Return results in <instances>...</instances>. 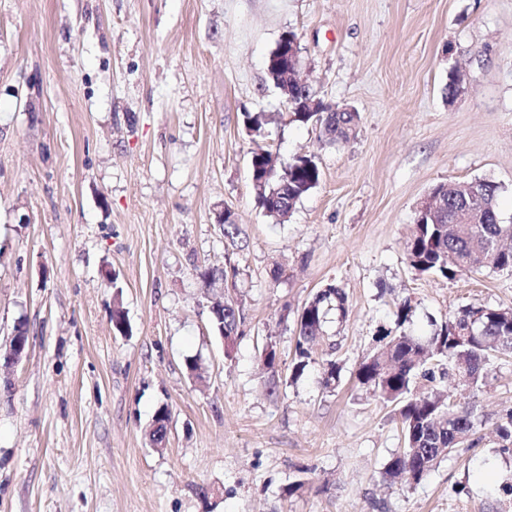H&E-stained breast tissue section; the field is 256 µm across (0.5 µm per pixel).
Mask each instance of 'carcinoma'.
Instances as JSON below:
<instances>
[{"mask_svg":"<svg viewBox=\"0 0 512 512\" xmlns=\"http://www.w3.org/2000/svg\"><path fill=\"white\" fill-rule=\"evenodd\" d=\"M322 133L330 142L346 141L353 135L357 113L331 112L322 118ZM265 151L251 156V177L267 182L269 196L257 199L267 215L281 224L296 203L320 179L318 167L307 156L276 167L274 176L266 170ZM499 186L479 179L450 183L441 198L445 204L433 219L415 225L406 241L409 264L420 273L454 279L463 272L490 269L512 274V247L496 252L491 245L512 239V224H496ZM477 200L479 209L472 224H451L449 218L460 210L463 197ZM346 313V296L330 283L319 290L298 314L293 372L302 373L312 361L313 346L323 335L327 311ZM245 315L243 307L232 296L224 297V315L213 317L216 333L240 338ZM266 369L271 378L278 374L275 344L266 342ZM512 354V309L469 305L436 325L433 336L422 344L404 331L384 330L378 344L359 364L358 382L371 389L385 404L397 407L401 422L403 447L385 465L383 479L409 485L420 483L436 467L441 458L471 441L480 425L472 405L449 401L434 387L414 392L417 384L433 383L436 375L468 377L467 387H481L486 367L494 360ZM167 406L154 416L156 425L149 433L150 441L162 443L166 437ZM501 452L512 451V414L496 427Z\"/></svg>","mask_w":512,"mask_h":512,"instance_id":"1","label":"carcinoma"}]
</instances>
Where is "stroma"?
Here are the masks:
<instances>
[{"instance_id":"obj_1","label":"stroma","mask_w":512,"mask_h":512,"mask_svg":"<svg viewBox=\"0 0 512 512\" xmlns=\"http://www.w3.org/2000/svg\"><path fill=\"white\" fill-rule=\"evenodd\" d=\"M287 31L316 97L357 112L348 141L296 122L270 80ZM259 146L320 170L283 224L254 200ZM474 179L512 224V0H0V353L29 337L0 367V512H512L495 433L512 357L474 393L437 380L483 425L416 485L382 481L398 411L356 380L401 300L424 339L467 304L512 309V275L407 261L430 189ZM229 263L245 323L228 354L209 309L226 288L196 271ZM330 283L348 313L294 375L298 314Z\"/></svg>"}]
</instances>
